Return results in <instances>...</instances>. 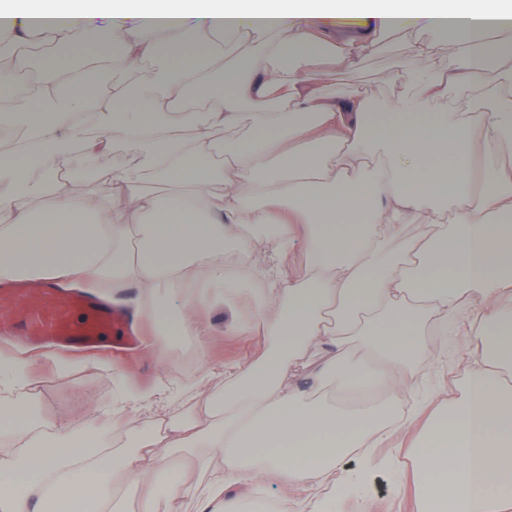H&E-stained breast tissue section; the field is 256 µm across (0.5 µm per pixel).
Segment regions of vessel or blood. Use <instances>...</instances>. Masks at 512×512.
I'll list each match as a JSON object with an SVG mask.
<instances>
[{
  "instance_id": "1",
  "label": "vessel or blood",
  "mask_w": 512,
  "mask_h": 512,
  "mask_svg": "<svg viewBox=\"0 0 512 512\" xmlns=\"http://www.w3.org/2000/svg\"><path fill=\"white\" fill-rule=\"evenodd\" d=\"M0 333L62 352L124 357L137 351L136 327L121 312L84 293L49 282L0 287Z\"/></svg>"
}]
</instances>
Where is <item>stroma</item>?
I'll return each instance as SVG.
<instances>
[{
  "instance_id": "obj_1",
  "label": "stroma",
  "mask_w": 512,
  "mask_h": 512,
  "mask_svg": "<svg viewBox=\"0 0 512 512\" xmlns=\"http://www.w3.org/2000/svg\"><path fill=\"white\" fill-rule=\"evenodd\" d=\"M434 36V31L428 29L391 36L351 66L338 65L335 57H328L321 66L322 89L336 96L361 88L370 94L377 109H384L401 88L398 75L410 62L411 44ZM252 287L251 280H244L237 296L212 300L196 310V319L205 332L203 343L184 339L166 347L161 344L151 309L158 303L182 305L192 293V286L180 284L153 295L135 286L100 289V296L119 303L121 309L137 318L149 347L143 354L125 360L78 352L29 353L41 391L42 411L48 416L62 411L76 421L91 422L102 446L134 447L120 412L113 409L114 401L126 388L165 390L171 401L159 409V417H183L198 401L223 393L225 366L253 363L263 357L271 344L264 325L275 319L277 310L262 306V321L252 320ZM469 349L470 337L460 326L451 341L437 350L434 361L419 364L416 388L403 403L412 409L422 408V415L405 434L391 436L373 449L374 466L367 485L341 501L337 512H417L407 446L437 408V394L464 377L471 365Z\"/></svg>"
}]
</instances>
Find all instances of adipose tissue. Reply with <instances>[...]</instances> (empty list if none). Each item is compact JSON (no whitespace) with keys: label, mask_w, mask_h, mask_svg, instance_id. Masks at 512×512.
I'll return each mask as SVG.
<instances>
[{"label":"adipose tissue","mask_w":512,"mask_h":512,"mask_svg":"<svg viewBox=\"0 0 512 512\" xmlns=\"http://www.w3.org/2000/svg\"><path fill=\"white\" fill-rule=\"evenodd\" d=\"M41 24L71 46L121 41L125 54L108 95L100 71L71 76L51 56L37 83L0 69V130L21 133L0 154V212L11 217L0 224V284L84 275L153 293L192 281L206 303L235 292L232 256L249 249L238 227L252 224L268 233L260 296L278 315L264 357L225 370L223 395L188 421L144 434L140 418L160 398L127 393L139 443L119 452L66 415L44 422L30 361H0V512H123L115 490L128 484L140 512L160 492L173 505L194 495L197 512H247L267 480L312 491L311 512H335L360 482L350 457L407 427L388 413L429 335L459 322L472 365L410 450L419 512H512V170L499 161L512 144V39L502 35L512 0H10L0 42ZM418 28L451 34L460 61L431 67L437 42H415L383 119L364 91L320 93L329 54L346 64L381 33ZM217 29L253 45L248 67L225 62L210 41ZM162 45L178 61L169 76L129 82ZM189 91L210 99L207 111L185 110ZM445 97L468 112L434 111ZM244 112L252 138L218 140ZM73 143L88 156L115 144L133 154L110 175L108 198L70 174ZM44 193L54 205L33 209ZM300 224L307 265L289 274L281 259ZM405 224L415 232L396 243ZM313 348L325 363L306 389L288 384ZM166 448L193 449L191 463L210 474L204 490L179 480ZM232 484L249 495H229Z\"/></svg>","instance_id":"adipose-tissue-1"}]
</instances>
